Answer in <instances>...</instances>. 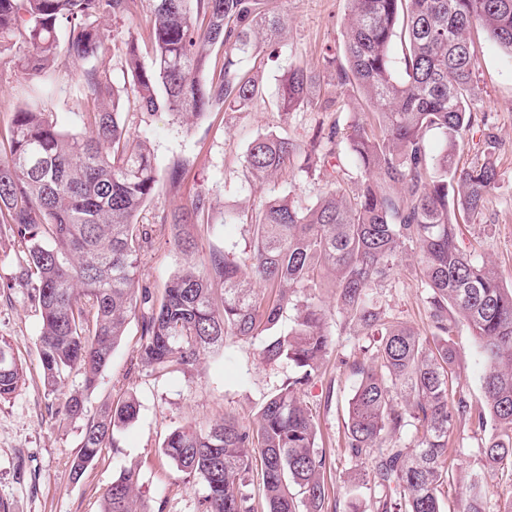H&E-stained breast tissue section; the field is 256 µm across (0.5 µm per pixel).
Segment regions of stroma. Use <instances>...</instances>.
I'll return each mask as SVG.
<instances>
[{
    "label": "stroma",
    "mask_w": 512,
    "mask_h": 512,
    "mask_svg": "<svg viewBox=\"0 0 512 512\" xmlns=\"http://www.w3.org/2000/svg\"><path fill=\"white\" fill-rule=\"evenodd\" d=\"M269 8L284 14L288 28L279 45V56L262 70L263 92L251 111L213 112L192 128H184L168 113L152 115L130 108L123 114L131 137L145 140L160 172L173 162L183 169L176 188L160 185L140 211L137 222L149 231L141 253L139 280L161 295L169 277L181 263L172 245L173 229L162 216L177 207L190 206L196 195L207 194L212 208L203 223L195 225L196 259L211 251H227L240 264H247L250 234L246 225L224 221L225 208L255 209L269 194L289 195L305 207L331 187L332 169L317 162L307 164L320 132L339 126L350 133L364 121L355 88L336 85L331 89L338 104L335 111L302 107L279 111L282 75L289 63L302 60L320 75L346 66L340 49L341 32L349 12L348 0H269ZM472 36L479 48L476 61L478 108L487 126L500 140L499 165L502 188L488 198L477 218L466 221L461 245L475 250L493 264L504 282H512V56L489 42L482 30ZM84 66L70 64L52 75L53 93L45 94L37 80L17 66L13 53L0 54V136L6 134L11 113L22 103L53 113L67 131H84L85 106L76 89ZM265 134L290 137L304 151L281 176L269 183L248 176L243 161L251 141ZM23 248L8 225L0 224V340L18 354L24 377L17 391L0 400V502L10 512H101L105 488L123 468L134 469L141 496L150 512H203L201 485L186 479L161 451L175 428L184 425L208 427L224 414L235 415L251 426L260 406L276 388L298 371L288 362L266 365L259 346L228 340L223 354L206 357L198 371L161 374L136 358L141 319L133 317L125 336L112 355L110 367L89 395V411L101 402L132 392L140 408L137 420L115 435L116 447L100 448L80 480L69 475L70 460L79 448L83 421L64 418L59 405L65 391L81 388L83 375L72 370L65 391L51 392L44 385L38 336L41 315L34 291L26 286ZM383 308L390 319L430 335L431 327L424 290L411 261H403L389 286L380 289ZM452 341L459 356L462 383L472 400L481 398L483 365L471 330L456 325ZM361 353L352 337L339 335L321 372L302 393L319 429L330 469L326 474L329 503L343 512L349 499L360 502L362 512H373L378 494L373 486H352L347 476L351 464L344 454V420L354 379L348 363Z\"/></svg>",
    "instance_id": "35a3bbf8"
}]
</instances>
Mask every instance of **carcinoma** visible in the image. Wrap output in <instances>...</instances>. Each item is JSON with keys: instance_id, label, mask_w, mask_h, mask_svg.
<instances>
[{"instance_id": "1", "label": "carcinoma", "mask_w": 512, "mask_h": 512, "mask_svg": "<svg viewBox=\"0 0 512 512\" xmlns=\"http://www.w3.org/2000/svg\"><path fill=\"white\" fill-rule=\"evenodd\" d=\"M342 34L348 68L339 84L356 87L369 107L366 123L347 135L345 150L359 172L356 192L342 179L315 203L299 208L286 195L268 198L250 214L224 211V223L250 231L248 272L214 251L168 281L159 301L140 286L135 217L161 176L148 145L128 134L127 104L165 111L188 122L210 112H242L261 96V79L243 62L274 47L283 18L267 0H148L152 58L138 38L109 44L104 18L130 19L137 0H0V52L15 49L32 76L85 64L79 96L87 112L83 134L57 128L51 113L20 107L0 142V223L24 246L26 276L41 311L39 349L45 384L55 391L77 368L84 391L61 408L86 423L71 461L75 481L118 430L138 417L130 394L87 414L94 389L124 336L141 314L137 359L158 372L198 370L202 356L224 349L228 336L260 341L268 364L299 370L276 389L247 428L231 415L207 428L172 431L162 453L203 487L204 512H255L245 476L262 463L266 512H326L329 465L301 387L318 376L335 345L329 319L362 342L350 365L356 383L348 401L345 451L355 482L378 489L376 512H442L450 481V445L463 424L490 430L480 454L486 470L512 471V286L458 241L459 218L479 215L501 187L499 141L486 134L480 158L455 161L478 125L474 26L512 54V0H348ZM118 59L117 87L107 55ZM317 76L299 61L285 71V112L330 97L315 93ZM442 145L432 154L430 133ZM300 145L268 134L245 155L247 171L268 178L288 165ZM211 209L201 193L163 217L179 228L173 246L193 248L188 228ZM416 254L431 337L390 320L378 289L393 278L407 249ZM332 291L336 313L322 304ZM466 323L484 364L482 400L462 390L452 320ZM293 312L286 335L267 336ZM23 380L14 349L0 341V399ZM138 475L123 470L103 496L102 512H149ZM463 512H487L485 470L458 483Z\"/></svg>"}]
</instances>
